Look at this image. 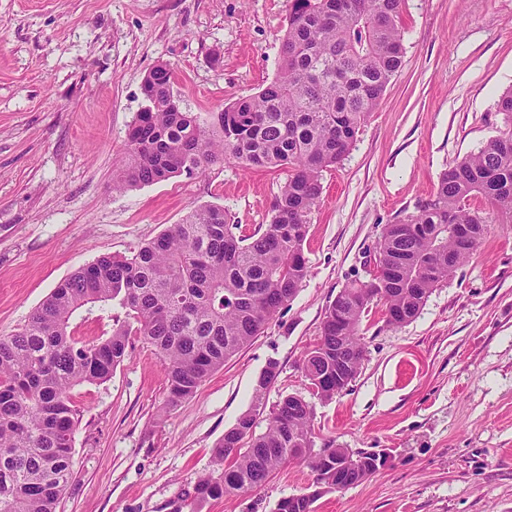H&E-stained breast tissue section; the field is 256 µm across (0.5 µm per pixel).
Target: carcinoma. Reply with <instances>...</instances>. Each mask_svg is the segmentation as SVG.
I'll return each mask as SVG.
<instances>
[{
	"label": "carcinoma",
	"mask_w": 512,
	"mask_h": 512,
	"mask_svg": "<svg viewBox=\"0 0 512 512\" xmlns=\"http://www.w3.org/2000/svg\"><path fill=\"white\" fill-rule=\"evenodd\" d=\"M402 0H289L279 72L258 93L211 116L212 128L172 99L173 71L156 65L141 90L146 107L129 128L125 157L112 192L182 175L218 162L242 170L282 168L269 223L238 236L224 208L187 213L129 256L101 255L59 283L27 323L0 338V512H56L72 478L77 410L71 390L103 382L124 360L129 336L159 353L167 400L191 397L209 377L258 336L307 277L303 253L311 215L322 194L321 173L349 152L378 106L404 54ZM497 112L505 131L444 170L416 214L387 225L374 256L378 274L338 292L328 306L320 341L302 370L329 400L347 389L365 354L361 326L374 305L387 323L413 320L433 289L473 255L489 224H512V91ZM482 205L476 207L474 200ZM124 320L92 342L71 336L84 311ZM350 365L336 376V350ZM278 375L271 362L257 382L253 411L242 415L213 449L214 468L199 477L183 504L190 512L213 498L264 484L291 461L308 464L320 486L348 487L379 470L375 454L335 448L317 456L313 407L283 397L265 431L256 412ZM316 494L281 500L276 512H313Z\"/></svg>",
	"instance_id": "obj_1"
}]
</instances>
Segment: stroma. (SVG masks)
Here are the masks:
<instances>
[{
    "mask_svg": "<svg viewBox=\"0 0 512 512\" xmlns=\"http://www.w3.org/2000/svg\"><path fill=\"white\" fill-rule=\"evenodd\" d=\"M405 55L347 157L322 174L304 245L308 275L287 305L169 413L162 361L142 337L102 383L71 391L73 476L58 512H189L184 492L215 444L253 408L269 362L279 374L256 417L308 395L302 358L328 305L355 280L386 225L430 198L440 173L503 129L512 90V0H404ZM288 0H0V337L77 268L124 256L192 209L224 207L240 234L268 223L287 174L224 162L124 194L112 174L160 61L173 93L209 120L276 75ZM365 359L349 388L313 402L315 447L387 450L377 473L325 490L314 512H512V224H492L473 258L420 314L364 319ZM302 462L203 512H275L313 492Z\"/></svg>",
    "mask_w": 512,
    "mask_h": 512,
    "instance_id": "stroma-1",
    "label": "stroma"
}]
</instances>
